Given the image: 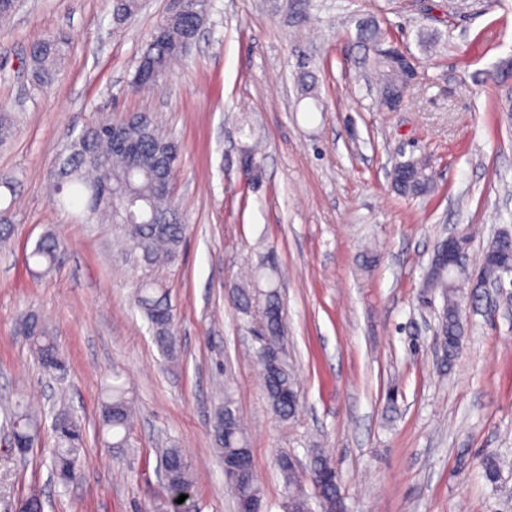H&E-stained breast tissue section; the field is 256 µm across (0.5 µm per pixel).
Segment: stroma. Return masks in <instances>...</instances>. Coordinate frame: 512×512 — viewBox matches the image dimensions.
Returning <instances> with one entry per match:
<instances>
[{
  "label": "stroma",
  "mask_w": 512,
  "mask_h": 512,
  "mask_svg": "<svg viewBox=\"0 0 512 512\" xmlns=\"http://www.w3.org/2000/svg\"><path fill=\"white\" fill-rule=\"evenodd\" d=\"M168 0H145L121 27L112 0H22L0 24V101L18 133L0 146V207L13 230L0 244V411L42 407L43 429L24 456L0 453V512L40 497L43 512H148L165 493L156 451L183 449L201 512H236L213 445L215 406L232 381L248 421L266 512H283L276 459L307 468L330 455L346 512H512V303L461 300L466 333L451 364L438 347L440 294L423 286L436 243L469 236L477 264L498 232H512V0H312L301 34L285 0H210L187 57L140 93L129 82ZM370 16L385 47L414 57L418 77L400 111L376 105L367 77L375 56L358 43ZM64 32L71 48L55 81L33 87L30 44ZM437 37L422 52L419 34ZM314 93L306 95L299 65ZM155 114L182 147L174 196L186 224L179 256L147 268L126 258L115 224H89L54 205L51 171L64 135L101 118ZM251 127L265 178L249 187L236 164ZM423 158L431 193L391 186L397 161ZM64 243L49 273L25 255L45 233ZM274 256L299 410L268 408L259 383L252 318L233 295L244 270ZM168 290L180 340L166 359L131 303L137 283ZM36 315L67 371L42 369L21 321ZM133 391L130 448L101 440L106 384ZM69 407L87 442L61 484L51 466L54 412ZM497 455L489 482L479 461Z\"/></svg>",
  "instance_id": "obj_1"
}]
</instances>
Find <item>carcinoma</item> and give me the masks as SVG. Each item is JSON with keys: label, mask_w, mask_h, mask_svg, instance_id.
Here are the masks:
<instances>
[{"label": "carcinoma", "mask_w": 512, "mask_h": 512, "mask_svg": "<svg viewBox=\"0 0 512 512\" xmlns=\"http://www.w3.org/2000/svg\"><path fill=\"white\" fill-rule=\"evenodd\" d=\"M140 9V0H114L113 22L120 25ZM209 9V0H192L185 9L169 10L154 28L143 51L135 75L142 87L154 84V75L167 72L181 60L195 43ZM357 39L380 44L383 33L372 19L357 24ZM70 44L64 36L41 38L31 44L28 66L35 85L55 80L66 59ZM377 98H385L402 83L400 70L393 69L377 50L372 61ZM16 114L6 103H0V143L5 144L17 133ZM180 157L178 144L158 126L147 112H133L119 120H101L74 134L67 133L58 158L55 179L62 207L81 206L86 219H96L121 226L124 236L136 252L139 262L147 265L175 260L184 240L181 214L173 201L172 184ZM239 165L251 182H259L263 169L256 145H245L239 153ZM425 161L410 158L393 166L392 185L404 196L419 197L433 187L426 173ZM61 241L52 233L42 236L26 256L33 265L31 272L49 271L58 258ZM480 267L486 277L497 279L512 274V234L503 231L492 238L482 253ZM278 269L273 258L251 270L249 284L237 289L236 308L245 316L259 314L264 332L271 345L279 351L275 357L257 349L261 384L271 412L282 420L295 415L299 405L293 364L288 354L285 306L278 288ZM426 287L439 292L442 312L438 337L446 348L448 360H453L462 346L465 327L458 301L459 283L448 278V272L428 267ZM134 304L149 322L155 342L161 350L173 356L179 348L173 328V312L167 289L158 280L141 281L134 293ZM26 340L36 353L41 366L52 373L63 374L62 361L53 336L31 318L26 322ZM135 414V399L131 391L115 374L101 405L100 423L105 443L119 451L129 447V436ZM16 442L24 444L37 435L41 416L31 405L22 401L6 411ZM51 429L56 439L52 466L57 479L70 482L81 462L85 436L81 423L72 412H55ZM213 442L221 459L240 455L252 456L247 431L234 398L231 382L224 384V404L217 407L213 421ZM157 460L168 492H180L193 487L192 469L180 448L157 449ZM283 479L285 500L307 497L303 479H308L322 512H344L339 475L328 455L311 453L308 475L288 463V454L277 459ZM237 507L262 506L264 492L255 476L232 482Z\"/></svg>", "instance_id": "obj_1"}]
</instances>
